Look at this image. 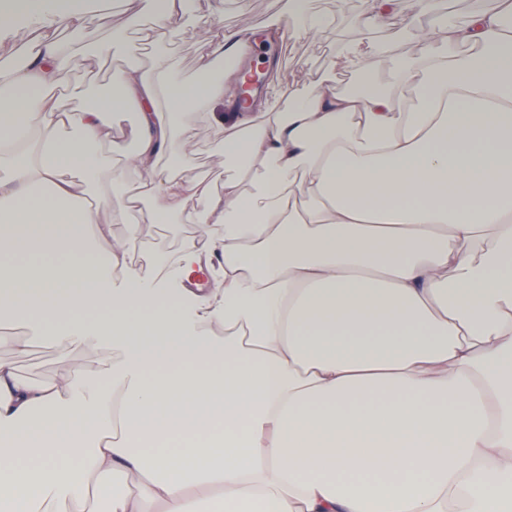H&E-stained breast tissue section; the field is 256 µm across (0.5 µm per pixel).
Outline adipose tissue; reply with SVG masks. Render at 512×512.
Listing matches in <instances>:
<instances>
[{
	"label": "adipose tissue",
	"mask_w": 512,
	"mask_h": 512,
	"mask_svg": "<svg viewBox=\"0 0 512 512\" xmlns=\"http://www.w3.org/2000/svg\"><path fill=\"white\" fill-rule=\"evenodd\" d=\"M186 8L122 0L78 61L100 15L0 0V34L34 21L0 58V322L95 353L47 381L0 364V512H512V0L460 23L420 0L416 55L371 39L400 0H360L333 66L390 58L388 85L325 76L285 112L240 104L238 33L178 76L154 45ZM333 25L288 0L268 35ZM131 35L151 53L108 92L54 95ZM199 125L222 189L183 174ZM106 180L138 190L109 210ZM144 221L198 233L170 262ZM115 1L118 0L102 1L100 14L104 17V21L99 27L89 29L85 33L82 43L84 49H93L106 41L110 36L112 24H119L121 22L122 17L118 14L119 10L113 7V2Z\"/></svg>",
	"instance_id": "ef3b65f1"
}]
</instances>
